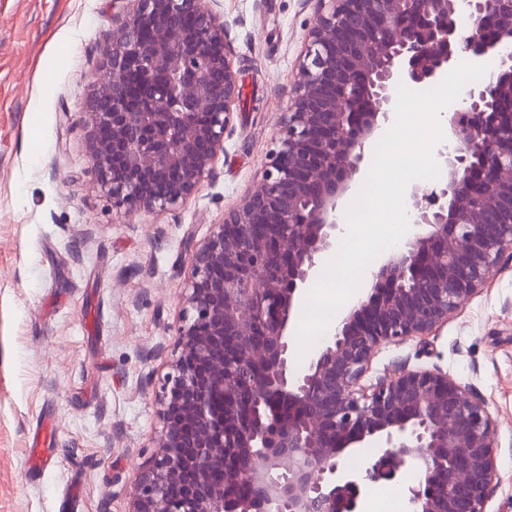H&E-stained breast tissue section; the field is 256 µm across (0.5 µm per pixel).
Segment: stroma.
Returning a JSON list of instances; mask_svg holds the SVG:
<instances>
[{"instance_id": "1", "label": "stroma", "mask_w": 512, "mask_h": 512, "mask_svg": "<svg viewBox=\"0 0 512 512\" xmlns=\"http://www.w3.org/2000/svg\"><path fill=\"white\" fill-rule=\"evenodd\" d=\"M131 0H0V512H129L161 428L179 296L196 247L251 192L276 147L316 0H219L238 94L197 193L113 210L84 149L93 77ZM471 388L498 424L485 512H512V263L429 335L381 346L394 365ZM53 453L32 469L42 419Z\"/></svg>"}]
</instances>
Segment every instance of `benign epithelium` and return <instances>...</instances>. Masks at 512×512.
I'll return each instance as SVG.
<instances>
[{"mask_svg": "<svg viewBox=\"0 0 512 512\" xmlns=\"http://www.w3.org/2000/svg\"><path fill=\"white\" fill-rule=\"evenodd\" d=\"M132 2L94 82L85 154L113 208L165 211L224 150L237 78L216 0ZM511 43L512 0H318L268 166L196 249L131 512H361L371 485L408 471V512H485L498 482L487 404L440 371L362 379L382 345L428 335L512 259ZM490 56L492 81L448 117L446 185L407 191L429 231L384 256L296 372L294 306L336 250L338 213L398 86ZM368 445L364 470H339L346 449Z\"/></svg>", "mask_w": 512, "mask_h": 512, "instance_id": "obj_1", "label": "benign epithelium"}]
</instances>
